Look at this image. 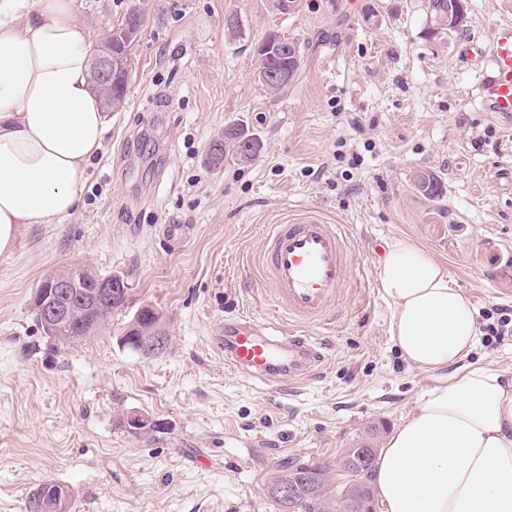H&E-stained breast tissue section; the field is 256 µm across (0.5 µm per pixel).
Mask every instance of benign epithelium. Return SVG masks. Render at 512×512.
Here are the masks:
<instances>
[{
	"mask_svg": "<svg viewBox=\"0 0 512 512\" xmlns=\"http://www.w3.org/2000/svg\"><path fill=\"white\" fill-rule=\"evenodd\" d=\"M123 67V63L114 60L110 56L95 58L91 63V83L94 89H99L105 84H112V77L117 70ZM85 269L79 267H65L51 272L52 278L46 288H41L34 293L33 307L46 335L51 341L57 343L61 340L58 331L68 321L74 311L57 305V296L68 288H82L90 302V312L97 318L103 319L112 311V306L120 299H125L129 285L127 280L120 275H112L111 281L100 280L96 283H88L84 277ZM133 342L137 344L138 351L144 356H158L162 354L167 345V336L161 323H156L149 328H142L138 324L131 325L128 332ZM129 429L138 434L155 432L165 427V422L150 415L131 412L126 417ZM370 448H349L344 453L347 469L358 472L366 468L371 459ZM268 492L276 494L282 501L288 502L287 512H296L298 507L299 491L297 486L269 484ZM352 495L349 490H344L336 497V512H374L373 498L360 496L356 502H351ZM47 512H67L69 490L50 486L46 489Z\"/></svg>",
	"mask_w": 512,
	"mask_h": 512,
	"instance_id": "benign-epithelium-1",
	"label": "benign epithelium"
}]
</instances>
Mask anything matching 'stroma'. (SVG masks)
Wrapping results in <instances>:
<instances>
[{"label":"stroma","mask_w":512,"mask_h":512,"mask_svg":"<svg viewBox=\"0 0 512 512\" xmlns=\"http://www.w3.org/2000/svg\"><path fill=\"white\" fill-rule=\"evenodd\" d=\"M466 6L451 32L429 0H295L286 14L272 0H76L92 45L131 8L143 25L81 208L23 225L0 254V512H27L46 482L69 489L68 512H277L267 485L290 459L345 481V450L382 448L442 377L406 364L389 334L376 271L392 240L443 262L479 320L512 308V119L482 111L466 56L512 22V0ZM272 29L309 43L284 93L255 77ZM241 122L256 158L210 169V142ZM307 207L345 225L352 275L312 330L318 373L267 387L225 368L212 331L261 313L265 227ZM167 224L188 225L186 241ZM75 263L130 288L96 336L60 348L31 297ZM145 306L169 336L152 358L121 342ZM132 411L165 429L130 432Z\"/></svg>","instance_id":"stroma-1"}]
</instances>
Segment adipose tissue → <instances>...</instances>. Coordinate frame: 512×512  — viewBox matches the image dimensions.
I'll use <instances>...</instances> for the list:
<instances>
[{
	"mask_svg": "<svg viewBox=\"0 0 512 512\" xmlns=\"http://www.w3.org/2000/svg\"><path fill=\"white\" fill-rule=\"evenodd\" d=\"M74 2L0 0V253L22 225L57 224L79 208L103 145L107 114ZM378 278L401 357L448 372L378 452L384 512H512V372L467 363L481 335L476 311L425 250L387 243Z\"/></svg>",
	"mask_w": 512,
	"mask_h": 512,
	"instance_id": "1",
	"label": "adipose tissue"
}]
</instances>
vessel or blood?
<instances>
[{
    "label": "vessel or blood",
    "instance_id": "vessel-or-blood-1",
    "mask_svg": "<svg viewBox=\"0 0 512 512\" xmlns=\"http://www.w3.org/2000/svg\"><path fill=\"white\" fill-rule=\"evenodd\" d=\"M479 71L475 94L482 111L512 117V22L497 26L488 49L470 55ZM263 272L272 287V316H239L219 322L214 339L224 364L265 386L308 377L323 361V347L308 327L327 321L350 276L343 225L307 209L271 224Z\"/></svg>",
    "mask_w": 512,
    "mask_h": 512
}]
</instances>
